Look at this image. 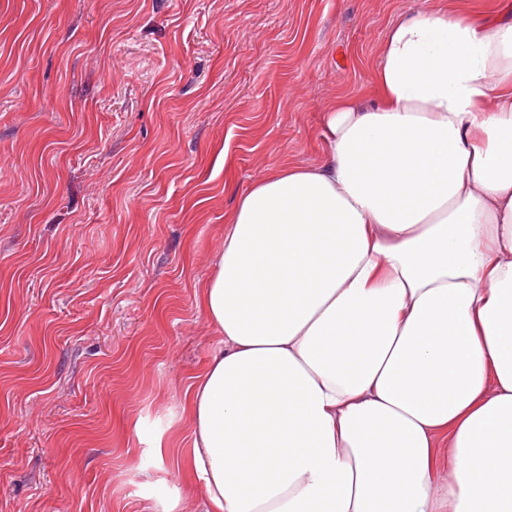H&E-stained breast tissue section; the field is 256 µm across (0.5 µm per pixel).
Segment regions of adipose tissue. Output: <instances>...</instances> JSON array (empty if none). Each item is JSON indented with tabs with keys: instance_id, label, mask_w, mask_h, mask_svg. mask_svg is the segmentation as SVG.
Here are the masks:
<instances>
[{
	"instance_id": "obj_1",
	"label": "adipose tissue",
	"mask_w": 512,
	"mask_h": 512,
	"mask_svg": "<svg viewBox=\"0 0 512 512\" xmlns=\"http://www.w3.org/2000/svg\"><path fill=\"white\" fill-rule=\"evenodd\" d=\"M239 199L179 446L212 512H512V14L384 34Z\"/></svg>"
}]
</instances>
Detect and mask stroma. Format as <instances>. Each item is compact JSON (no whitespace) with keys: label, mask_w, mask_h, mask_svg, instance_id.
I'll return each instance as SVG.
<instances>
[{"label":"stroma","mask_w":512,"mask_h":512,"mask_svg":"<svg viewBox=\"0 0 512 512\" xmlns=\"http://www.w3.org/2000/svg\"><path fill=\"white\" fill-rule=\"evenodd\" d=\"M512 0H0V512H149L218 337L199 296L239 197L324 157L381 39Z\"/></svg>","instance_id":"stroma-1"}]
</instances>
